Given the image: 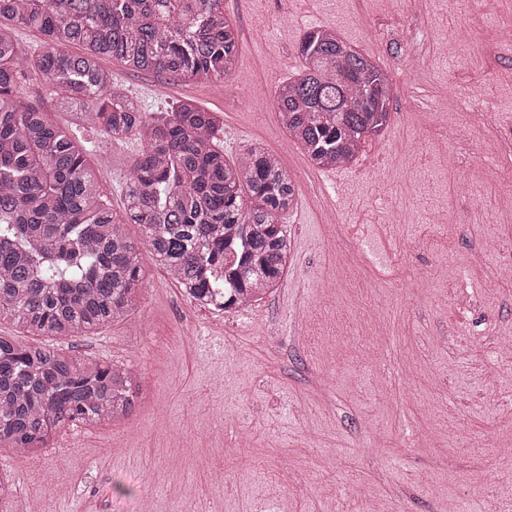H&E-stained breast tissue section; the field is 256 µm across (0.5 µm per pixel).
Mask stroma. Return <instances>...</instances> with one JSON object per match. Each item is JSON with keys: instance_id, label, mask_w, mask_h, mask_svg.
Instances as JSON below:
<instances>
[{"instance_id": "1", "label": "stroma", "mask_w": 512, "mask_h": 512, "mask_svg": "<svg viewBox=\"0 0 512 512\" xmlns=\"http://www.w3.org/2000/svg\"><path fill=\"white\" fill-rule=\"evenodd\" d=\"M242 53L225 83H182L106 61L146 111L182 101L218 113L226 158L253 143L296 177L286 217L293 260L279 288L247 312L195 309L161 269H150L134 317L44 344L96 361L130 363L141 399L128 420L65 428L53 447L19 457L0 450L15 485L10 512H113L151 495L155 512H365L358 489L388 512H482L497 498L512 512V378L487 381L486 335L512 338V281L478 261L484 241L512 254V220H497L496 192L512 170L488 153L512 134V0H474L449 12L442 0H224ZM314 26L336 30L379 62L392 82L391 120L344 168L347 203L324 212L322 171L280 126L275 108L254 111L255 90L273 96L300 64ZM480 86L481 103L434 116L449 94ZM487 112L474 123L470 112ZM456 134L448 159L430 148ZM86 160L111 162L99 179L122 211L126 178L142 145L80 131ZM414 143L410 160L401 141ZM465 216L443 242L424 216ZM459 268L457 283L437 277ZM460 288L480 307L455 304ZM417 366L406 370V359ZM242 446H235L237 434Z\"/></svg>"}]
</instances>
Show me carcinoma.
I'll return each instance as SVG.
<instances>
[{"label": "carcinoma", "instance_id": "carcinoma-1", "mask_svg": "<svg viewBox=\"0 0 512 512\" xmlns=\"http://www.w3.org/2000/svg\"><path fill=\"white\" fill-rule=\"evenodd\" d=\"M17 27L41 35L27 54ZM77 44L82 53L64 46ZM241 54L224 0H0V322L37 336L78 337L124 321L145 277L139 245L195 301L224 312L274 290L288 265L283 219L295 181L261 145L235 160L217 144L220 118L190 101L154 116L100 66L170 80H229ZM300 70L279 84L274 107L317 169L352 164L390 120L386 69L336 31L308 29ZM54 107L116 140L143 147L118 214L70 127L23 103L30 81ZM141 228V244L126 225ZM132 369L0 336V447L28 455L56 431L129 417Z\"/></svg>", "mask_w": 512, "mask_h": 512}]
</instances>
